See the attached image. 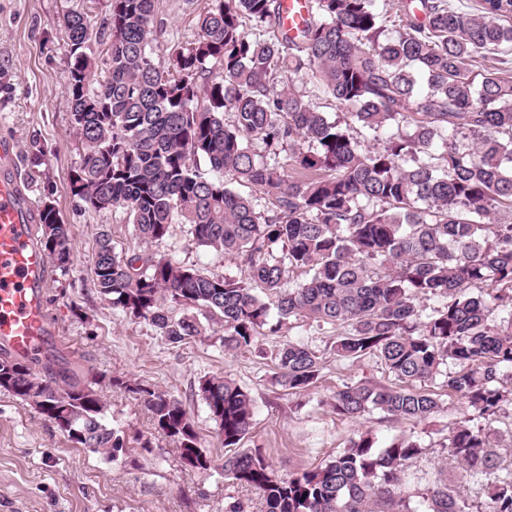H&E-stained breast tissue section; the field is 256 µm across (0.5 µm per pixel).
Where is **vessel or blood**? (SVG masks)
Instances as JSON below:
<instances>
[{
    "mask_svg": "<svg viewBox=\"0 0 512 512\" xmlns=\"http://www.w3.org/2000/svg\"><path fill=\"white\" fill-rule=\"evenodd\" d=\"M309 0H283L282 23L302 26ZM32 200L9 172H0V350L31 359L42 353L51 333L43 289L50 263L40 248Z\"/></svg>",
    "mask_w": 512,
    "mask_h": 512,
    "instance_id": "vessel-or-blood-1",
    "label": "vessel or blood"
}]
</instances>
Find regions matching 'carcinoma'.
<instances>
[{
    "instance_id": "1",
    "label": "carcinoma",
    "mask_w": 512,
    "mask_h": 512,
    "mask_svg": "<svg viewBox=\"0 0 512 512\" xmlns=\"http://www.w3.org/2000/svg\"><path fill=\"white\" fill-rule=\"evenodd\" d=\"M155 0H111L108 47L86 13L67 15L72 125L82 149L70 188L90 211H122L143 243L188 225L198 248L243 258L228 277L170 256L117 254L100 233L93 285L112 308L142 319L171 344L202 336L188 311L224 327L228 350L248 351L260 330L290 318L343 326L336 356L373 355L398 385L356 382L333 397L336 415L371 408L424 420L439 407L415 389L441 366L448 393L492 419L512 400V0H418L423 19L392 15L377 0H311L288 33L282 0H210L198 37L164 43ZM398 24L395 37L385 34ZM476 56L493 62L476 68ZM427 90L417 88V76ZM334 103L332 120L313 98ZM385 135L380 149L361 141ZM289 152L295 174L280 161ZM253 186L264 200L236 192ZM40 243L52 265L71 256L67 225L44 202ZM305 278L287 287L290 273ZM447 303L424 317L418 303ZM508 317L496 323L494 311ZM281 385L305 389L320 356L290 342L277 354ZM102 376L52 380L0 353V391L28 403L67 439L113 462L126 439L104 423ZM144 398L155 429L181 463L208 471L195 422L166 393L119 377ZM199 391L226 448L221 470L257 490L266 512H512V473L488 487L481 510L439 477L410 506L405 472L420 454L398 437L384 448L363 436L325 467L282 477L258 449L238 450L253 425L248 391L226 377ZM84 431L76 439L73 430ZM448 464L464 479L495 473L488 432L461 422L448 432Z\"/></svg>"
}]
</instances>
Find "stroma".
I'll return each instance as SVG.
<instances>
[{"label": "stroma", "instance_id": "1", "mask_svg": "<svg viewBox=\"0 0 512 512\" xmlns=\"http://www.w3.org/2000/svg\"><path fill=\"white\" fill-rule=\"evenodd\" d=\"M209 0H155L156 22L171 42L197 37L196 23ZM90 14L106 30L110 0H0V142L14 145L15 171L34 203L52 201L73 243L68 273L53 272L43 294L55 334L33 370L45 376L46 362L78 373L105 374L100 386L107 403L105 422L123 432L129 452L107 462L73 445L37 411L0 392V512H224L235 497L249 512H265L256 491L225 479L220 469L227 448L198 393L205 376H225L245 388L254 404V421L244 447L260 449L277 474L326 466L350 440L369 435L376 447L405 437L421 448L410 468L405 494L418 502L439 468L448 461V430L471 418L460 396L441 381L421 383L436 394L439 407L429 418L393 421L377 409L355 419L336 415L331 401L345 385L358 381L391 383L380 359L350 362L333 347L339 328L311 320H290L274 335L259 337L248 351L225 350L219 324L207 335L177 346L145 321L112 309L91 281V260L100 232H108L116 253L140 250L121 212H91L70 192V177L81 147L71 123L67 89L68 46L65 16ZM149 251L170 254L232 277L241 276L240 258L191 245L187 228L172 225ZM301 343L322 358L319 380L303 391L279 381L275 356L283 344ZM121 377L163 391L181 401L196 422L205 452L216 463L200 472L182 466L175 444L153 427L140 395L113 388ZM151 439L140 448L137 437Z\"/></svg>", "mask_w": 512, "mask_h": 512}]
</instances>
